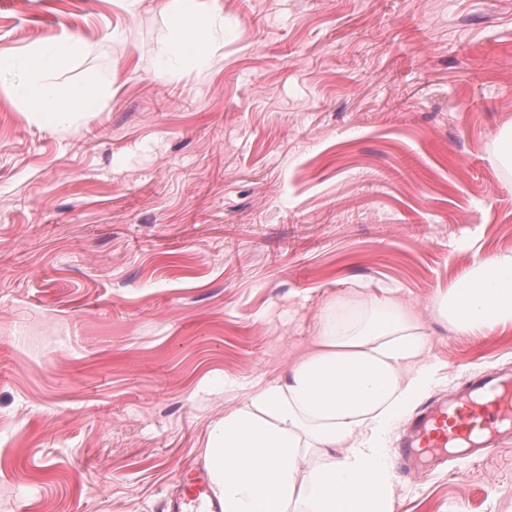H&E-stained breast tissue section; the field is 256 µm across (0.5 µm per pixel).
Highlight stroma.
<instances>
[{
    "instance_id": "35a3bbf8",
    "label": "stroma",
    "mask_w": 512,
    "mask_h": 512,
    "mask_svg": "<svg viewBox=\"0 0 512 512\" xmlns=\"http://www.w3.org/2000/svg\"><path fill=\"white\" fill-rule=\"evenodd\" d=\"M205 77L150 79L155 0H0V55L67 29L48 128L0 77V512H170L211 423L315 341L329 304L395 296L435 400L512 372V326L431 303L512 249V0H220ZM393 512H512V438L394 473Z\"/></svg>"
}]
</instances>
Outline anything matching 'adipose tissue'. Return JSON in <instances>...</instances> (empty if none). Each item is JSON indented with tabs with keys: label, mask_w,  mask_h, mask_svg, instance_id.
I'll return each mask as SVG.
<instances>
[{
	"label": "adipose tissue",
	"mask_w": 512,
	"mask_h": 512,
	"mask_svg": "<svg viewBox=\"0 0 512 512\" xmlns=\"http://www.w3.org/2000/svg\"><path fill=\"white\" fill-rule=\"evenodd\" d=\"M158 5L172 36L149 74L164 82L175 66L200 72L218 49L223 14L209 0ZM84 50L65 32L25 50L13 92L35 123L55 128L99 111L95 83L57 80L63 62ZM432 316L462 335L512 325V250L475 252ZM423 348L398 301L372 300L354 315L327 307L313 348L212 423L201 456L221 512H393L384 439L432 381L431 367L414 365Z\"/></svg>",
	"instance_id": "obj_1"
}]
</instances>
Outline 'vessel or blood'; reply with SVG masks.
<instances>
[{"label":"vessel or blood","instance_id":"b4317fda","mask_svg":"<svg viewBox=\"0 0 512 512\" xmlns=\"http://www.w3.org/2000/svg\"><path fill=\"white\" fill-rule=\"evenodd\" d=\"M510 433L512 377L501 373L477 375L441 400L421 408L393 456L402 465L412 466L426 453L438 466L444 462L445 450L457 446L476 459ZM190 501L206 512H218L217 504L207 498L202 474L190 479Z\"/></svg>","mask_w":512,"mask_h":512}]
</instances>
